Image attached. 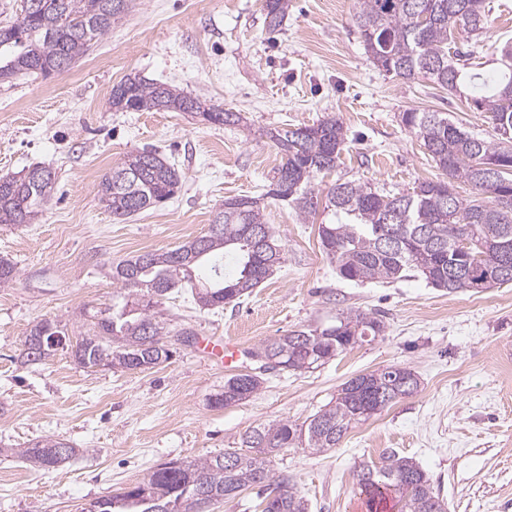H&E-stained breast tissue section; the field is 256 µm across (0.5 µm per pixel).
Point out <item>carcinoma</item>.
<instances>
[{"instance_id":"cac0c4a2","label":"carcinoma","mask_w":512,"mask_h":512,"mask_svg":"<svg viewBox=\"0 0 512 512\" xmlns=\"http://www.w3.org/2000/svg\"><path fill=\"white\" fill-rule=\"evenodd\" d=\"M134 0H39L37 10L13 25L0 26V80L18 74L50 76L81 58L92 43L106 35L112 24L132 9ZM353 15L372 62L403 80L424 77L450 92L477 75L473 68L477 50L460 52L455 30L468 33L486 28L484 0H357ZM267 27L278 30L288 11V0H267ZM501 74L471 95L476 109L491 114L496 139L488 141L464 130L441 112L407 111L402 122L419 138L442 178L418 183L408 194L380 192L369 184L336 182L322 196L312 183L336 170L347 133L329 117L312 125L272 135L282 153L269 189L258 196L224 199L212 223L219 226L179 247L145 252L112 264V283L123 292L121 301L100 312L93 334L76 341L72 353L86 367H115L144 371L167 362L173 345L191 343L194 332L183 326L170 329L159 307L196 272L209 271L193 293L202 309L240 303L274 268L284 262V251L266 223L263 200L273 198L291 205L306 218L319 206L331 211L333 222L319 227L323 252L335 261L339 274L349 281L397 280L413 271L436 288L480 293L512 284V174L502 180L489 176L490 167L512 168V42L500 49ZM110 104L119 112H195L221 125H235L240 113L202 103L165 83L127 76L112 88ZM52 173L37 165L20 177L5 176L0 185V224H31L47 207L54 182L36 176ZM183 174L156 150H137L112 167L98 184L99 201L117 221L147 210L175 194ZM461 180L474 195L464 199L454 190ZM232 253L238 273L224 278L218 256ZM382 318L364 312H342L328 327L292 330L267 341L253 356L271 351L278 356L267 370L314 369L349 347L379 336ZM257 374H236L224 380V391L212 404L224 407L255 393ZM419 379L407 367L390 366L371 377L373 398L345 382L335 400L303 423L281 420L259 424L240 439L243 450L226 465L220 454L199 461L159 465L147 479L124 491L99 498L96 512H191L193 496L201 492L211 504L234 499L242 489L272 479L270 464L288 448L315 452L340 444L355 425L367 421L399 400L397 394L417 391ZM50 439L28 448L25 455L50 469L66 462L53 449L66 448ZM358 480L360 494L371 504L394 499L399 512H445L425 472L411 459L390 453L380 466L365 465ZM279 512H307L288 477L275 481Z\"/></svg>"}]
</instances>
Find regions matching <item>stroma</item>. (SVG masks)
<instances>
[{
  "mask_svg": "<svg viewBox=\"0 0 512 512\" xmlns=\"http://www.w3.org/2000/svg\"><path fill=\"white\" fill-rule=\"evenodd\" d=\"M356 0H289L269 32L263 0H135L69 70L0 81V176L36 165L57 175L36 224H0V257L19 276L0 288V512H79L122 492L170 460L195 461L237 450L246 430L279 420L303 422L357 375L401 365L420 387L351 429L321 453L290 448L274 476H288L308 512H368L358 489L364 463L408 456L426 473L447 512H512V286L449 293L415 273L386 283L343 279L323 252L318 227L329 211L298 217L267 200L266 219L285 253L269 279L238 305L200 309L190 288L165 304L197 340L220 336L247 355L228 369L196 343L145 371L84 368L64 349L23 365L30 328L60 320L71 340L93 327L112 302L114 262L176 248L205 234L225 198L264 193L282 155L270 129L334 116L348 135L336 179L408 193L440 172L403 112H445L489 139V113L464 94L425 78L379 71L352 17ZM487 26L460 32L458 47L478 46L483 76L512 40V0H485ZM177 87L208 105L242 113L246 124L215 125L182 112H117L112 88L130 74ZM155 146L182 170L173 198L125 221L100 204L101 176L127 154ZM379 313L386 328L308 371L262 373L249 399L211 400L232 372L256 367L251 350L268 339L335 320ZM66 440L76 455L44 470L20 455L44 439Z\"/></svg>",
  "mask_w": 512,
  "mask_h": 512,
  "instance_id": "35a3bbf8",
  "label": "stroma"
}]
</instances>
